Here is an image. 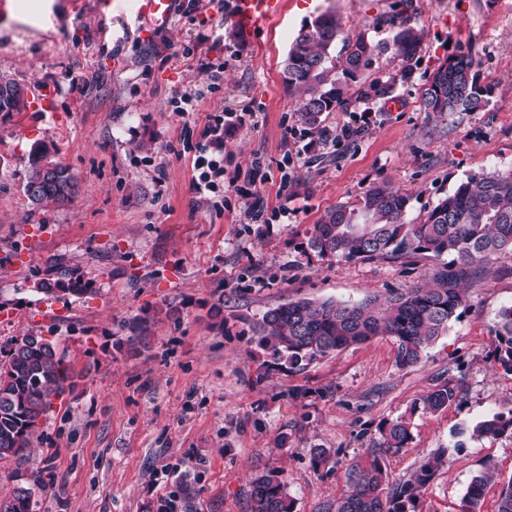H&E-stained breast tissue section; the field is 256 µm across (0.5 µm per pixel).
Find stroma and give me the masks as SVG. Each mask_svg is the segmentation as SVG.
Masks as SVG:
<instances>
[{
	"instance_id": "obj_1",
	"label": "stroma",
	"mask_w": 512,
	"mask_h": 512,
	"mask_svg": "<svg viewBox=\"0 0 512 512\" xmlns=\"http://www.w3.org/2000/svg\"><path fill=\"white\" fill-rule=\"evenodd\" d=\"M128 0H0V72L47 88L52 116L27 111L0 124V350L32 332L55 341L76 382L43 418L26 461L0 464V498L18 470L35 480L39 512H251L250 479L279 468L294 512H320L343 472L381 441L383 423L412 412L408 448L387 457L388 485L447 449L423 512H458L472 478L493 467L482 512H496L512 480V437H469L512 408V373L493 368L498 312L512 305V254L493 257L446 336L415 366L388 336L353 344L303 370L273 367L253 322L292 298L357 302L423 283L436 261L419 255L322 259L309 241L330 209L372 184L409 196L415 221L468 176L512 169V0H413L423 38L395 105L356 103L326 118L332 138L311 143L282 81L299 29L330 13L344 34L391 36L395 0H283L282 12L242 40L215 0L152 29ZM471 53L486 104L442 118L421 109L426 81L458 51ZM223 59L212 83L201 53ZM199 92L181 117L170 99ZM241 113L224 132L225 179H252L248 196L213 204L192 190L195 154L185 123ZM357 128L350 138L346 127ZM80 182L75 201L40 209L22 183L34 142ZM290 198L292 212L278 207ZM91 292L37 291L55 265ZM451 381L458 398L435 413L414 403ZM333 462L314 467L311 449Z\"/></svg>"
}]
</instances>
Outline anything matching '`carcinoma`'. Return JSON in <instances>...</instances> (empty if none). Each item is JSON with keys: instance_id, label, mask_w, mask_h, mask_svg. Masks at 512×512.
Segmentation results:
<instances>
[{"instance_id": "cac0c4a2", "label": "carcinoma", "mask_w": 512, "mask_h": 512, "mask_svg": "<svg viewBox=\"0 0 512 512\" xmlns=\"http://www.w3.org/2000/svg\"><path fill=\"white\" fill-rule=\"evenodd\" d=\"M391 39L374 43L360 33L342 37L339 21L321 14L305 24L292 41L283 65V83L300 92L296 118L303 134L328 140V112H346L352 102L386 103L396 87L412 79L421 32L407 15L386 19ZM343 38L338 58L330 50ZM401 58L399 73L386 79L363 77L375 57L388 51ZM474 59L460 51L444 60L426 82L423 111L443 117L471 111L487 101L491 88L480 84ZM28 105L0 97V122L26 111ZM56 150L43 141L32 144L23 190L39 208H62L79 190L66 193L59 183L73 179L70 169L55 160ZM54 166L58 181H42L44 166ZM409 197L386 184L368 186L354 206L338 205L315 225L310 247L322 259L345 261L430 254L449 261L435 267L429 279L411 288H390L384 297L369 296L358 303L295 298L263 312L254 323L258 345L274 364L301 369L351 344L389 336L397 346L402 367L417 364L424 351L448 332V324L464 305L466 290L483 273L491 257L512 253V170L473 175L459 183L428 210L420 222L406 221ZM493 366L512 372V305L498 313ZM65 355L55 344L33 332L16 337L0 355V463L21 462L29 456L32 438L54 400L74 390ZM457 398L455 386L443 382L419 400L422 410L435 413ZM512 435V408L480 421L477 437ZM382 442L354 461L343 473L347 491L324 512H421L426 486L445 464L446 450L433 453L414 476L399 488L386 490V456L409 447L411 423L401 416L383 424ZM9 497L0 499V512H36L32 484L16 470ZM492 475L474 476L461 498L458 512H481ZM252 512H293L283 472L271 469L251 478Z\"/></svg>"}]
</instances>
